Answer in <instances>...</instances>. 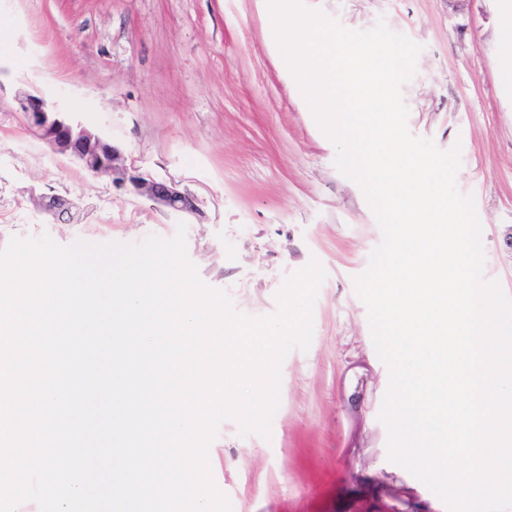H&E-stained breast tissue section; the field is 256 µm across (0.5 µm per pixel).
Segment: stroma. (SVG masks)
I'll return each instance as SVG.
<instances>
[{
	"label": "stroma",
	"instance_id": "1",
	"mask_svg": "<svg viewBox=\"0 0 512 512\" xmlns=\"http://www.w3.org/2000/svg\"><path fill=\"white\" fill-rule=\"evenodd\" d=\"M348 28L378 22L421 45L402 87L408 129L461 146L456 183L482 225L483 276L512 296V79L499 0H305ZM267 0H0V249L174 237L201 280L251 316L277 310L287 274L326 272L308 350L281 367L270 438L222 422L209 446L232 512H446L388 459L378 416L389 374L353 279L381 241L360 187L335 166L281 61ZM27 92L58 101L121 146L128 165L173 180L196 214H174L52 154L20 111ZM70 199L54 220L40 194Z\"/></svg>",
	"mask_w": 512,
	"mask_h": 512
}]
</instances>
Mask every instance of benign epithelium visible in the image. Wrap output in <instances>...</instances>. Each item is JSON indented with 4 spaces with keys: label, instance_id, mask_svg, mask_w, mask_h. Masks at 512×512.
Returning a JSON list of instances; mask_svg holds the SVG:
<instances>
[{
    "label": "benign epithelium",
    "instance_id": "obj_1",
    "mask_svg": "<svg viewBox=\"0 0 512 512\" xmlns=\"http://www.w3.org/2000/svg\"><path fill=\"white\" fill-rule=\"evenodd\" d=\"M18 104L30 127L53 152L76 158L91 174L108 177L112 186L144 197L158 208L173 213L198 212L194 196L181 190L178 183L146 177L127 166L119 146L63 116L55 103L23 93ZM38 206L53 217L72 216L73 203L59 195L40 196Z\"/></svg>",
    "mask_w": 512,
    "mask_h": 512
}]
</instances>
